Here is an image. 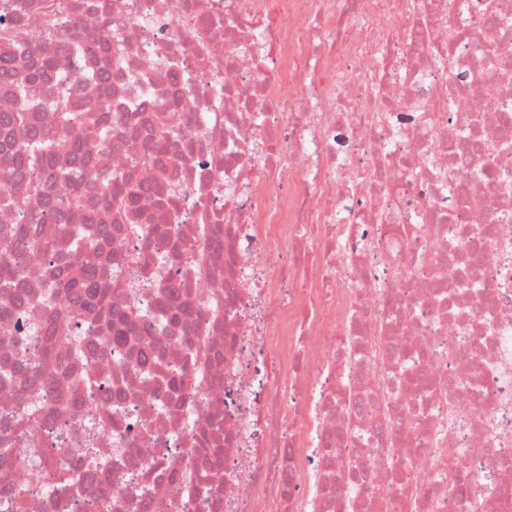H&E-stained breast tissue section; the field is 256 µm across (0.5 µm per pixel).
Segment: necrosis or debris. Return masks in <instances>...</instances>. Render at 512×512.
<instances>
[{
  "instance_id": "obj_1",
  "label": "necrosis or debris",
  "mask_w": 512,
  "mask_h": 512,
  "mask_svg": "<svg viewBox=\"0 0 512 512\" xmlns=\"http://www.w3.org/2000/svg\"><path fill=\"white\" fill-rule=\"evenodd\" d=\"M51 2L0 16L42 37ZM64 2L35 92L67 88L75 119L42 176L75 145L98 179L173 189L133 225L82 183L25 223L0 205L23 243L0 512H512V0ZM90 16L112 22L100 83L69 47ZM75 266L111 280L126 344L89 312L54 341Z\"/></svg>"
}]
</instances>
